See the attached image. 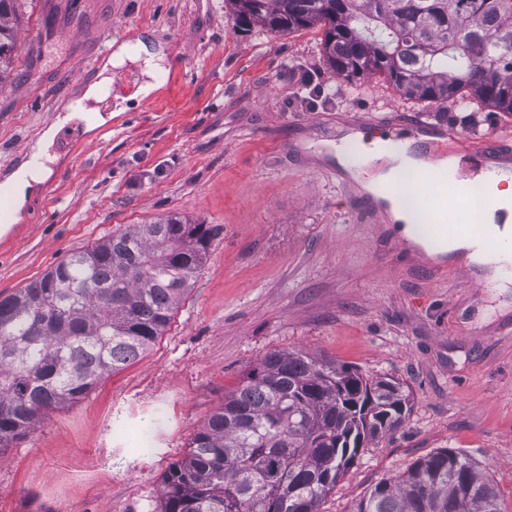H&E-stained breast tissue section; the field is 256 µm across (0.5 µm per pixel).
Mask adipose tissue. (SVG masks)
<instances>
[{"instance_id": "1", "label": "adipose tissue", "mask_w": 512, "mask_h": 512, "mask_svg": "<svg viewBox=\"0 0 512 512\" xmlns=\"http://www.w3.org/2000/svg\"><path fill=\"white\" fill-rule=\"evenodd\" d=\"M139 62L147 80L138 87V93L147 96L156 89L154 83L149 82L148 76L161 68L164 61L162 52L140 46L137 53H130L127 46H119L107 60L105 71L99 72L96 81L89 84L82 97L71 102L69 111L82 112L91 100H100L104 88L111 78L109 68L123 65L126 60ZM52 133L44 136L31 147L32 163L21 166L14 171L8 179L13 189L15 207H22L25 198L31 192L33 185L45 178L48 169L41 165L40 160L45 156ZM369 157L373 164L370 173L362 180L367 190H374L377 185L400 180L404 173L416 168H437L446 170L449 178L458 180L462 172L456 158L450 157L437 161H430L421 157H414L396 151L390 141L381 140L374 143L369 150ZM470 210L477 213L479 222L483 226L482 234L476 235L465 231L459 232L447 239L443 246L444 252H466L469 260L485 264L489 267V281L493 287L504 290L512 287V222L500 220V213H512V170L505 167H491L486 169L478 179L470 183ZM495 194L497 201L494 205H487L488 194Z\"/></svg>"}]
</instances>
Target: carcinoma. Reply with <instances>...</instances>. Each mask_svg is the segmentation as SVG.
Listing matches in <instances>:
<instances>
[{
    "label": "carcinoma",
    "instance_id": "1",
    "mask_svg": "<svg viewBox=\"0 0 512 512\" xmlns=\"http://www.w3.org/2000/svg\"><path fill=\"white\" fill-rule=\"evenodd\" d=\"M18 0H0V82L13 71ZM236 26L323 29L349 83L512 113V0H228ZM213 228L171 215L72 253L0 299V451L147 351L201 269ZM399 382L301 352L266 355L163 478L161 512H319L360 448L400 427ZM353 512H504L462 452L443 448L378 482Z\"/></svg>",
    "mask_w": 512,
    "mask_h": 512
}]
</instances>
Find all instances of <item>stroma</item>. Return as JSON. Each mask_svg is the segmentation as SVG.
I'll use <instances>...</instances> for the list:
<instances>
[{"label":"stroma","instance_id":"35a3bbf8","mask_svg":"<svg viewBox=\"0 0 512 512\" xmlns=\"http://www.w3.org/2000/svg\"><path fill=\"white\" fill-rule=\"evenodd\" d=\"M14 80L0 85V179L48 129L50 174L17 229L0 228V299L69 253L161 217L214 234L162 336L77 403L43 414L0 452V512H160L161 477L209 415L268 354L303 352L404 385L403 425L370 441L320 505L350 512L380 480L441 448L467 454L512 512V288L464 253L420 246L354 205L376 119L444 124L471 148L512 143V114L408 100L377 78L328 68L319 28L236 27L227 0H19ZM165 55L146 98L59 124L114 48ZM373 123L334 155L354 115ZM160 441L137 443L142 428Z\"/></svg>","mask_w":512,"mask_h":512}]
</instances>
